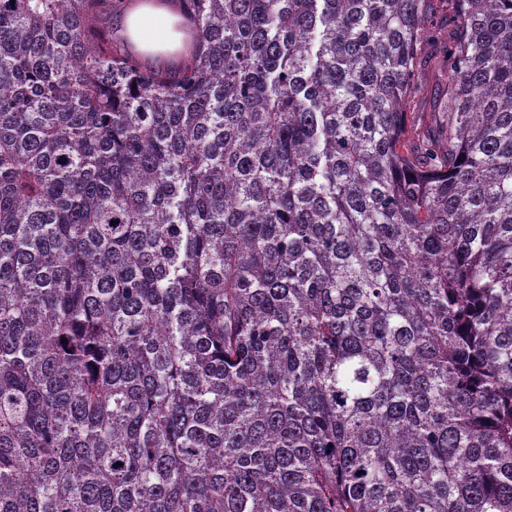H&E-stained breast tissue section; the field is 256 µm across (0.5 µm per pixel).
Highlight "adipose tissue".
Returning a JSON list of instances; mask_svg holds the SVG:
<instances>
[{"label":"adipose tissue","mask_w":512,"mask_h":512,"mask_svg":"<svg viewBox=\"0 0 512 512\" xmlns=\"http://www.w3.org/2000/svg\"><path fill=\"white\" fill-rule=\"evenodd\" d=\"M121 33L150 62L175 66L181 60L186 39L184 19L172 0L129 12L121 23Z\"/></svg>","instance_id":"1"}]
</instances>
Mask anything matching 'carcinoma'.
Listing matches in <instances>:
<instances>
[{"label":"carcinoma","instance_id":"carcinoma-1","mask_svg":"<svg viewBox=\"0 0 512 512\" xmlns=\"http://www.w3.org/2000/svg\"><path fill=\"white\" fill-rule=\"evenodd\" d=\"M134 2L0 0V512H512V0ZM121 34L149 62L173 66L180 63L186 34L184 19L175 2L146 4L129 12L121 23Z\"/></svg>","mask_w":512,"mask_h":512}]
</instances>
